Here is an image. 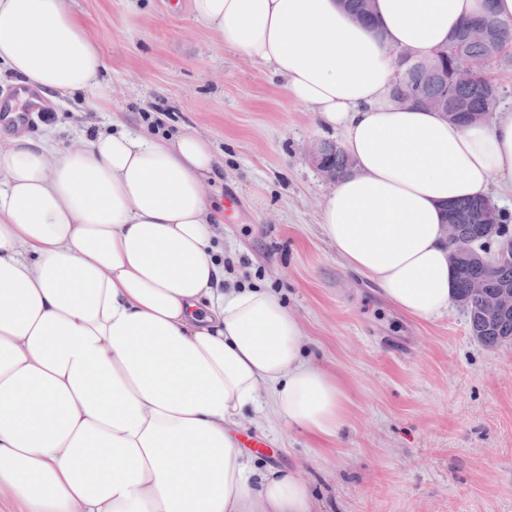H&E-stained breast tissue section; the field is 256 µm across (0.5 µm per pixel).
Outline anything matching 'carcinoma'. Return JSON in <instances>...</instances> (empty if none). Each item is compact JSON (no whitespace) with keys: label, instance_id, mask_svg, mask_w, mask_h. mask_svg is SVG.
I'll return each mask as SVG.
<instances>
[{"label":"carcinoma","instance_id":"obj_1","mask_svg":"<svg viewBox=\"0 0 512 512\" xmlns=\"http://www.w3.org/2000/svg\"><path fill=\"white\" fill-rule=\"evenodd\" d=\"M473 23L487 27L489 34L483 42H471L466 38V29ZM460 53L480 56L488 64L512 63V20H503L486 9L466 20L448 39V43L438 49V56L432 59L412 60L405 63L404 83L392 90V98L398 100L410 87L420 96L443 100L448 105V120L459 123L489 121L500 102V90L488 76L476 79L468 85L453 81L452 70L455 57ZM324 145L334 149L330 155L336 178L352 173L353 162L339 145L326 141ZM464 220L467 237L471 245L481 247L478 236L480 224L477 200H461L453 205ZM472 274L485 276L495 287L512 288V265L472 271ZM472 336L482 345L491 348L512 347V314L500 315L465 309Z\"/></svg>","mask_w":512,"mask_h":512}]
</instances>
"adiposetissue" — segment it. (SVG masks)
<instances>
[{"mask_svg":"<svg viewBox=\"0 0 512 512\" xmlns=\"http://www.w3.org/2000/svg\"><path fill=\"white\" fill-rule=\"evenodd\" d=\"M483 0H192L225 48L267 67L340 135L352 173L320 214L347 268L405 315L456 300L445 206L512 187V112L460 125L391 96L395 57L430 56ZM0 68L45 93L101 91L104 57L65 0H0ZM210 142L121 122L84 148L0 140V512H313L276 470L253 483L232 432L268 404L333 436L336 378L294 312L224 287Z\"/></svg>","mask_w":512,"mask_h":512,"instance_id":"ef3b65f1","label":"adipose tissue"}]
</instances>
